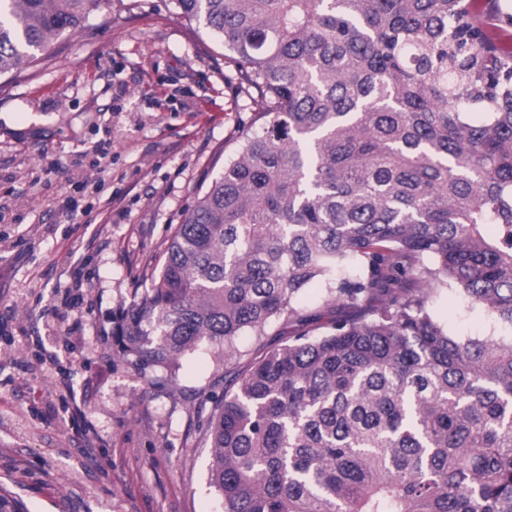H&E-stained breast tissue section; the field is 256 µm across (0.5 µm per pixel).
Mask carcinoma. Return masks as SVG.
<instances>
[{
    "label": "carcinoma",
    "mask_w": 512,
    "mask_h": 512,
    "mask_svg": "<svg viewBox=\"0 0 512 512\" xmlns=\"http://www.w3.org/2000/svg\"><path fill=\"white\" fill-rule=\"evenodd\" d=\"M169 2L263 126L112 345L170 382L200 350L226 366L197 405L223 512H512V336L462 340L433 311L451 291L512 329V49L473 0ZM104 4L0 0V77ZM314 284L351 314L314 323ZM285 324L229 369L239 336Z\"/></svg>",
    "instance_id": "carcinoma-1"
}]
</instances>
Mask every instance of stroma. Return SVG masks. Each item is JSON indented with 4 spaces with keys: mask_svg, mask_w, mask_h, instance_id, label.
<instances>
[{
    "mask_svg": "<svg viewBox=\"0 0 512 512\" xmlns=\"http://www.w3.org/2000/svg\"><path fill=\"white\" fill-rule=\"evenodd\" d=\"M224 51L162 0L55 39L0 78V498L11 512H220L195 392L112 348L201 186L260 131ZM110 142L107 157L96 148ZM458 336L496 324L435 298Z\"/></svg>",
    "mask_w": 512,
    "mask_h": 512,
    "instance_id": "obj_1",
    "label": "stroma"
}]
</instances>
